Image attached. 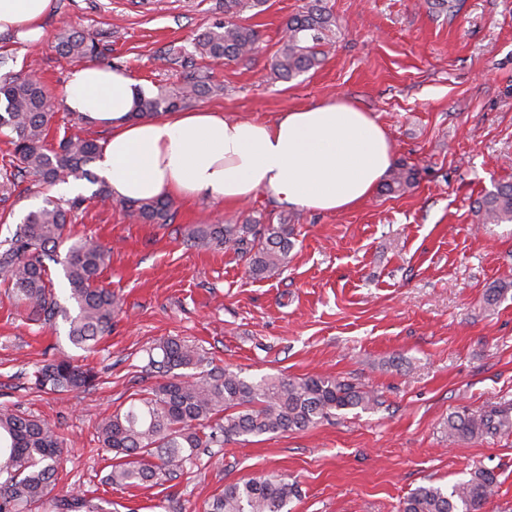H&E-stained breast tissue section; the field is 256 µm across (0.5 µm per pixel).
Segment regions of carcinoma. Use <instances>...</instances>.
Listing matches in <instances>:
<instances>
[{
	"label": "carcinoma",
	"mask_w": 512,
	"mask_h": 512,
	"mask_svg": "<svg viewBox=\"0 0 512 512\" xmlns=\"http://www.w3.org/2000/svg\"><path fill=\"white\" fill-rule=\"evenodd\" d=\"M242 0H224V20L217 21L194 42V52L172 46L160 56L167 64L191 67L194 54L213 62H232L252 54L257 33L235 19ZM335 20L322 6L288 19L282 47L272 63L275 75L289 79L319 63L321 47L330 41ZM58 55L70 62L94 61L101 56L98 42L70 27L57 37ZM223 91L213 76L198 75L175 92L141 96L135 115L154 117L184 109L197 100ZM0 134L12 146L10 163L17 172L0 175V190L12 179L32 176L43 184L70 179L96 186L91 198L106 200L105 183L91 169L101 145L74 135L58 145L48 143L55 104L43 84L7 73L0 77ZM415 173L399 164L384 184L389 193L411 187ZM87 198L76 196L62 203L47 198L31 211L0 248V280L27 318L53 326H68L70 345L87 351L112 331L114 297L101 281L110 261V249L73 232L71 214ZM130 213L149 224H166L171 205L148 200L126 205ZM478 212L489 224L512 223V184H502L478 202ZM294 225L282 218L277 224H196L186 231L193 247L233 249L248 263L250 272L263 276L288 264ZM61 265L68 284L69 309L61 304L45 260ZM159 357L149 355L148 368L164 380L133 398L124 409L105 417L97 426L101 447L115 453L116 463L106 483L120 488L148 483L166 472L184 470L206 448H222L234 438L305 430L336 413L350 409L370 411L381 402L377 395L352 382L331 376L290 378L266 375L249 381L241 372L205 361L193 346L169 338L155 345ZM193 372L186 374L184 370ZM98 373L64 355L44 363L34 384L44 391L65 395L97 385ZM512 432V410L490 409L454 413L448 417V436L469 440ZM64 454V439L45 419L0 407V512H32L46 503L57 479ZM498 477L478 468L469 479L449 489L418 487L403 502V512H481L496 493ZM299 496L298 486L280 474L266 473L224 486L208 504L207 512H284ZM51 512H111L105 500L84 492L51 500Z\"/></svg>",
	"instance_id": "carcinoma-1"
}]
</instances>
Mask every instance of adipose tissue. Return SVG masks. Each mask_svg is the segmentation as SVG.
<instances>
[{
  "label": "adipose tissue",
  "mask_w": 512,
  "mask_h": 512,
  "mask_svg": "<svg viewBox=\"0 0 512 512\" xmlns=\"http://www.w3.org/2000/svg\"><path fill=\"white\" fill-rule=\"evenodd\" d=\"M53 0H0V32L35 47ZM143 86L124 71L87 62L64 86L68 109L108 130L97 163L122 202L206 196L236 205L261 194L285 207L337 213L366 201L392 166L384 127L339 99L271 122L198 109L136 119Z\"/></svg>",
  "instance_id": "adipose-tissue-1"
}]
</instances>
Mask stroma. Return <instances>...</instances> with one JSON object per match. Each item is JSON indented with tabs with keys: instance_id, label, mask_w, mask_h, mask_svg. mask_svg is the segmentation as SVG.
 I'll use <instances>...</instances> for the list:
<instances>
[{
	"instance_id": "35a3bbf8",
	"label": "stroma",
	"mask_w": 512,
	"mask_h": 512,
	"mask_svg": "<svg viewBox=\"0 0 512 512\" xmlns=\"http://www.w3.org/2000/svg\"><path fill=\"white\" fill-rule=\"evenodd\" d=\"M311 0H266L242 23L259 37L255 53L209 65L222 94L201 108L269 121L278 113L339 97L385 128L396 163L411 168L402 194L374 191L337 214L284 208L258 195L237 206L172 200L166 224L129 217L119 202L88 201L76 232L109 248L102 274L120 305L112 332L86 361L101 375L92 390L58 396L37 390L35 370L71 353L65 324L28 321L0 284V407L55 424L66 442L50 494L76 488L112 501L115 512H206L225 485L258 472L298 483L288 512H400L416 488H444L479 468L494 470L497 495L481 512H512V435L450 440L449 416L512 406V223L485 224L476 202L512 182V0H452L443 12L424 0H324L335 19L315 67L290 79L271 63L286 21ZM224 0H54L35 49L0 33L8 71L35 74L54 95L49 143L67 133L105 141V129L78 121L61 98L70 70L56 50L64 25L90 34L148 94L174 91L187 72L160 62L170 45L192 48L223 18ZM0 196V241L53 196L24 178ZM294 224L284 270L253 276L234 250L187 246L194 224L256 220ZM509 289L495 306L484 294ZM173 337L218 366L260 379L323 375L347 379L381 400L305 430L232 442L217 458L200 454L182 474L117 488L100 447V420L153 386L148 349Z\"/></svg>"
}]
</instances>
